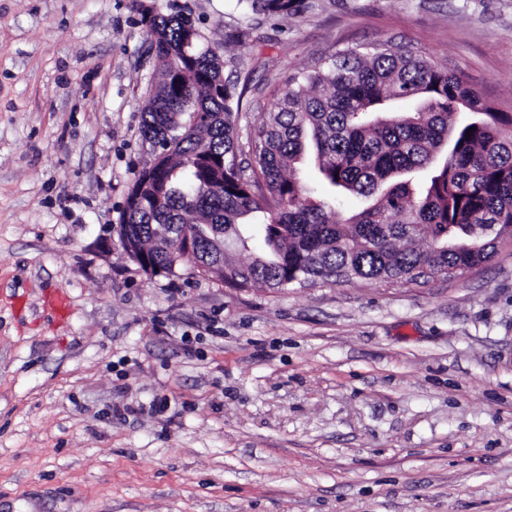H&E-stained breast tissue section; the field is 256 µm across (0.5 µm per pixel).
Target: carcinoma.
<instances>
[{"instance_id":"obj_1","label":"carcinoma","mask_w":512,"mask_h":512,"mask_svg":"<svg viewBox=\"0 0 512 512\" xmlns=\"http://www.w3.org/2000/svg\"><path fill=\"white\" fill-rule=\"evenodd\" d=\"M268 17L300 0H252ZM140 23L161 80L145 97L139 135L162 149L129 188L117 234L175 274L200 275L224 250L223 283L241 291L455 278L490 262L512 234V112L402 42L341 45L244 103L241 71L210 46L191 15L143 7ZM252 112L250 160L239 158V114ZM471 135H466V132ZM313 160L327 194L296 176ZM356 195L351 215L341 201ZM209 224L219 244L172 227ZM267 251L246 262L255 234Z\"/></svg>"}]
</instances>
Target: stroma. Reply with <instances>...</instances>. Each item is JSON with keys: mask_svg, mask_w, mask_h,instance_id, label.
Segmentation results:
<instances>
[{"mask_svg": "<svg viewBox=\"0 0 512 512\" xmlns=\"http://www.w3.org/2000/svg\"><path fill=\"white\" fill-rule=\"evenodd\" d=\"M145 5L250 101L392 39L512 112V0H0V512H512V240L426 285L274 292L125 254ZM255 12L268 17L294 15L300 10V0H252Z\"/></svg>", "mask_w": 512, "mask_h": 512, "instance_id": "35a3bbf8", "label": "stroma"}]
</instances>
